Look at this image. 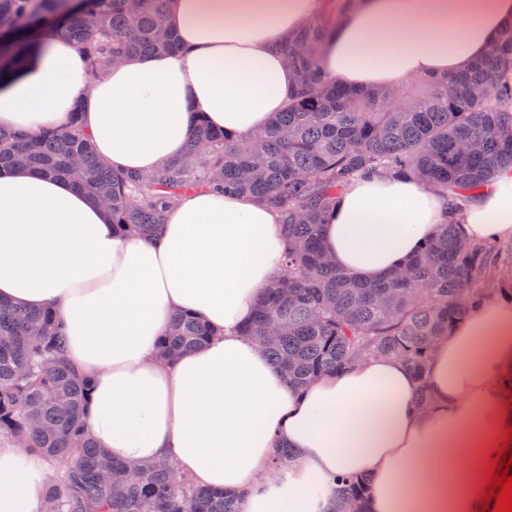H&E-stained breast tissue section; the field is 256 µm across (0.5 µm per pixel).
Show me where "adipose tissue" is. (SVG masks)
<instances>
[{"label":"adipose tissue","mask_w":512,"mask_h":512,"mask_svg":"<svg viewBox=\"0 0 512 512\" xmlns=\"http://www.w3.org/2000/svg\"><path fill=\"white\" fill-rule=\"evenodd\" d=\"M335 12L323 72L364 89L458 73L512 24V0H167L178 48L97 78L57 27L31 30L27 56L0 78V129L76 121L112 169L157 171L198 119L246 136L284 111L296 76L280 45ZM447 223L472 242L512 239V166L465 197L414 178L355 180L320 233L336 267L372 281ZM284 256L278 213L247 196L186 193L155 235L121 236L67 179L0 176V298L56 310L68 363L91 382L89 435L110 457L168 461L235 495L240 512H334L341 475L369 478L367 512H484L512 427V288L436 341L424 377L366 355L299 389L238 332ZM179 312L212 336L167 360L159 342ZM46 483L41 454L0 442V512H40Z\"/></svg>","instance_id":"1"}]
</instances>
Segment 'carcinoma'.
<instances>
[{
	"mask_svg": "<svg viewBox=\"0 0 512 512\" xmlns=\"http://www.w3.org/2000/svg\"><path fill=\"white\" fill-rule=\"evenodd\" d=\"M0 0V33L60 28L97 76L118 59L177 47L163 32L165 0ZM327 25L313 21L282 51L297 74L292 99L242 139L199 120L184 155L150 175L100 161L81 127L34 138L0 129V174L36 170L71 180L110 208L121 235L150 236L178 196L194 189L251 196L280 216L287 245L276 283L259 293L240 332L255 339L295 385L372 352L404 359L423 374L434 341L453 329L493 286L498 245L467 242L458 224L439 233L403 268L359 281L330 263L320 225L352 181L377 173L413 175L442 195L477 187L512 165V27L487 57L443 80L349 90L320 67ZM211 336L192 313L177 315L161 343L174 357ZM56 312L0 301V437L20 438L63 464L48 483L43 512H237L222 491L175 478L164 461L136 470L112 460L84 422L88 381L63 359ZM343 512H366L368 480L339 479Z\"/></svg>",
	"mask_w": 512,
	"mask_h": 512,
	"instance_id": "carcinoma-1",
	"label": "carcinoma"
}]
</instances>
